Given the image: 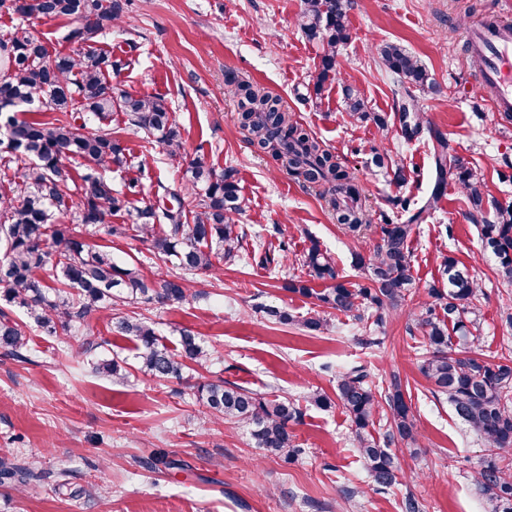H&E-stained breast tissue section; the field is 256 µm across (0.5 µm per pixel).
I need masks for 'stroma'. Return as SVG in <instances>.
Wrapping results in <instances>:
<instances>
[{
    "label": "stroma",
    "instance_id": "1",
    "mask_svg": "<svg viewBox=\"0 0 512 512\" xmlns=\"http://www.w3.org/2000/svg\"><path fill=\"white\" fill-rule=\"evenodd\" d=\"M512 7V0H350L348 39L336 57V76L317 86L323 50L298 26L304 0H130L124 22L97 38L96 48L134 65L110 74L116 92L164 97L180 128L184 149L170 156L147 142L125 113L113 111L112 128L125 148L126 162L109 171L112 187L124 191L147 166L155 180L181 183L191 162L215 172H231L245 201L237 215L245 251L255 244L287 247L279 264L263 267L244 255L221 262L218 276L197 275L194 297L171 305L140 304L168 346L181 330L194 332L207 349L205 368L186 371L183 380L157 382L138 370L135 344L109 331L93 317L66 337L45 335L10 309L28 339L26 360L0 349V458H39L42 468L72 470V492L53 481L24 490L0 486V512H401L413 495L422 512H491L477 490L487 445L460 420L447 399L434 395L420 371L425 351L422 330L413 321L430 288H447L446 257H454L482 288L479 297L478 351L493 359H512V329L504 311L512 286L498 276L497 260L481 243L479 229L465 217L469 208L458 181L460 167L484 178L496 207L484 221L496 223L497 207L512 206V126H504L474 83L465 31L482 15ZM71 18L32 19L29 30L50 52L80 50L69 34ZM133 38L136 51L125 40ZM402 45L427 68L435 90L417 89L413 105L422 133L405 140L392 75L379 48ZM249 78L281 99L296 119L350 173L360 201L373 217L358 237L350 236L328 204L323 187L289 173L271 153L250 144L236 120L238 103L224 84L227 73ZM353 88L385 125L352 120L345 90ZM448 140L445 183L434 193L436 163L431 133ZM405 167L407 180L393 171ZM407 200L408 209L398 207ZM431 218L419 222L408 240L416 291L381 326L364 329L353 318L319 305L312 297L288 292V280H304L303 256L318 242L335 259L343 281L369 285L360 258L373 255L382 239L381 213L406 223L411 210L428 200ZM126 234H87L89 243L109 247L114 261L157 272L155 258L129 223ZM274 305L295 324L268 319L261 308ZM320 315V333L301 329V319ZM377 338L366 346L364 336ZM92 337L104 345L83 353ZM118 356L128 375L118 381L93 372L91 361ZM364 366L374 384L391 374L401 378L413 409L418 449L393 444L401 471L397 484L374 490L354 445L342 408H320L305 395L336 393L337 377ZM235 381L255 393L299 401L302 418L291 431L303 453L285 463L255 448L247 427L216 420L199 401L202 382ZM185 463V470L145 462L159 455ZM354 489L353 497L342 494Z\"/></svg>",
    "mask_w": 512,
    "mask_h": 512
}]
</instances>
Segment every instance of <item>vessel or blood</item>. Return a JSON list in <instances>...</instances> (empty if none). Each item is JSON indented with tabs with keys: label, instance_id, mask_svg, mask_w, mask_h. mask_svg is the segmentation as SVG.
<instances>
[{
	"label": "vessel or blood",
	"instance_id": "vessel-or-blood-1",
	"mask_svg": "<svg viewBox=\"0 0 512 512\" xmlns=\"http://www.w3.org/2000/svg\"><path fill=\"white\" fill-rule=\"evenodd\" d=\"M475 65V80L494 111L512 112V21L480 20L466 32Z\"/></svg>",
	"mask_w": 512,
	"mask_h": 512
}]
</instances>
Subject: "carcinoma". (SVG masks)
Wrapping results in <instances>:
<instances>
[{
	"mask_svg": "<svg viewBox=\"0 0 512 512\" xmlns=\"http://www.w3.org/2000/svg\"><path fill=\"white\" fill-rule=\"evenodd\" d=\"M130 0H0V10L22 21L61 16L76 20L70 34L76 42H91L112 31L128 10ZM300 28L306 38L323 49L317 86L331 80L336 71L338 47L347 39L346 0H304ZM5 76L0 80V113L46 104L59 116L51 119H20L12 114L0 151L21 164L18 180L0 192V240L5 243L0 263V302L23 310L29 322L50 336L71 333L102 311L109 312L114 331L136 343L140 370L159 381L182 379L187 364L202 366L210 353L191 331H180L178 346L170 348L154 325L138 313L123 311L127 303L181 302L193 288L192 276L215 274L217 259H231L241 248L235 216L242 211L240 190L227 173L217 174L196 161L188 169L191 183L166 186L157 183V196L170 197L177 206L144 204L133 207L128 195L112 189L103 172L124 163V147L112 135V111L127 114L130 124L148 138L176 154L183 148L180 130L172 122L167 102L156 96L115 95L106 79L122 69L112 54L87 50L50 56L44 42L22 25L0 41ZM385 68L397 85L419 89L432 86L420 61L402 47L388 43L380 50ZM227 90L239 99L237 122L252 142L272 151L282 166L312 184L327 187L336 206V221L352 232L368 222L365 211L354 204L355 188L350 174L336 155L281 108L279 98L262 92L247 80L230 76ZM346 107L355 120L384 119L369 111L367 102L349 89ZM85 170L72 174L68 164ZM468 196V219L480 226L484 248L499 263L503 281L512 284V207L498 209V223H483L486 196L483 178L465 168L458 175ZM136 211L135 230L167 271L148 277L114 262L112 253L91 246L83 232L104 227L113 235V215ZM382 243L369 259L371 286L350 288L339 280L333 258L311 242L303 264L314 280L328 281L321 292L306 281L288 282V291L314 297L322 304L357 320L367 308H397L413 285L407 246L412 225L391 224L382 218ZM163 223L159 236L155 226ZM448 291L430 289L435 304L416 316L425 329L427 355L420 371L434 393L448 398L455 414L488 445L489 458L480 472L478 488L492 512H512V362L493 361L473 350L477 337L480 286L458 266L446 260ZM458 333L448 334V323ZM25 331L0 307V348L25 358ZM95 371L115 379L126 378V369L114 358L98 362ZM200 400L227 423L249 428L256 446L285 462L302 453L295 444L289 423L302 412L288 399L268 398L229 380L197 386ZM310 402L327 408L337 402L351 421L358 451L376 489L397 483L400 469L390 445L418 446L415 417L405 400L402 382L391 375L389 385L376 388L363 369L341 374L336 399L321 391L308 395ZM388 409L386 432L379 440L371 433L380 410ZM47 477L34 463L0 460V483L27 486Z\"/></svg>",
	"mask_w": 512,
	"mask_h": 512,
	"instance_id": "obj_1",
	"label": "carcinoma"
}]
</instances>
